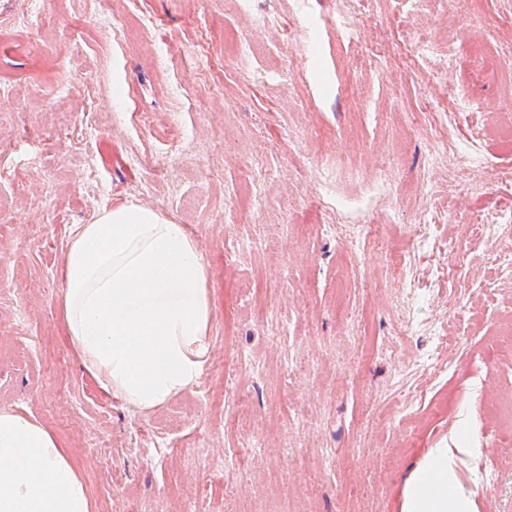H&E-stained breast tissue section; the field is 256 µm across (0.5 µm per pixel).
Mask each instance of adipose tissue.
Segmentation results:
<instances>
[{
	"label": "adipose tissue",
	"instance_id": "obj_1",
	"mask_svg": "<svg viewBox=\"0 0 512 512\" xmlns=\"http://www.w3.org/2000/svg\"><path fill=\"white\" fill-rule=\"evenodd\" d=\"M61 277L65 334L102 392L148 413L194 385L212 303L201 247L182 225L135 203L103 209L71 229ZM454 457L425 450L404 481L401 512H476ZM0 512H92L67 450L42 424L2 409Z\"/></svg>",
	"mask_w": 512,
	"mask_h": 512
}]
</instances>
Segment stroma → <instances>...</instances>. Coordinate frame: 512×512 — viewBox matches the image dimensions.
<instances>
[{"mask_svg":"<svg viewBox=\"0 0 512 512\" xmlns=\"http://www.w3.org/2000/svg\"><path fill=\"white\" fill-rule=\"evenodd\" d=\"M511 70L512 0H0V409L93 512H400L458 443L512 512ZM129 201L209 270L208 361L149 414L60 308L70 228Z\"/></svg>","mask_w":512,"mask_h":512,"instance_id":"35a3bbf8","label":"stroma"}]
</instances>
